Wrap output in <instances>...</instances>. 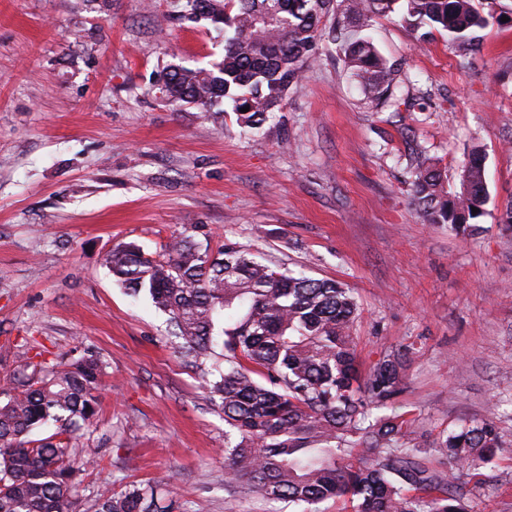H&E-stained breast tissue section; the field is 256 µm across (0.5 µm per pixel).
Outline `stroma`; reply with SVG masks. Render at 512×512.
I'll return each mask as SVG.
<instances>
[{
	"label": "stroma",
	"mask_w": 512,
	"mask_h": 512,
	"mask_svg": "<svg viewBox=\"0 0 512 512\" xmlns=\"http://www.w3.org/2000/svg\"><path fill=\"white\" fill-rule=\"evenodd\" d=\"M186 0H0V379L37 349L93 354L100 412L72 441L89 463L79 512L102 485L162 479L171 512H289L229 492L224 415L202 387L211 360L182 354L169 317L132 298L104 264L113 245L148 253L193 224L212 247L353 291L358 362L410 350L395 404L425 437L496 423L512 443V20L481 31L458 65L446 36L420 43L378 19L381 55L401 64L419 109L378 111L324 42L267 135L234 113L169 104L173 65L211 67L224 36ZM486 215L471 236L428 224L408 182L421 158L448 190L473 149ZM507 461L483 470L472 512H512Z\"/></svg>",
	"instance_id": "35a3bbf8"
}]
</instances>
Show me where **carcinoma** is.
Segmentation results:
<instances>
[{"mask_svg":"<svg viewBox=\"0 0 512 512\" xmlns=\"http://www.w3.org/2000/svg\"><path fill=\"white\" fill-rule=\"evenodd\" d=\"M475 0H187L195 17L232 30L224 58L210 68L171 67L166 100L210 113L229 103L245 132H258L300 87L321 40L337 45L367 100L394 112L416 99L369 33L392 13L418 30L448 37L459 65L480 52L477 32L506 11L484 12ZM249 107L246 113L241 112ZM411 195L430 224L473 230L488 199L484 159L474 150L461 166L459 189L443 188L426 163L411 171ZM477 212H472V208ZM211 232L195 224L156 257L119 243L106 257L113 277L134 294L148 292L167 313L182 349L222 360L204 378L209 401L224 413L225 481L301 512L336 498L351 512H469L467 485L481 467L512 460V446L491 422L444 430L417 442L419 426L403 413L376 414L401 393L408 354L383 355L366 374L352 327L358 305L332 279L297 275L256 260L231 241L210 249ZM0 391V512H77V474L89 462L68 451L69 435L98 416L102 366L92 355L28 362ZM51 423L58 431L34 439ZM97 512H168L157 486L97 494Z\"/></svg>","mask_w":512,"mask_h":512,"instance_id":"1","label":"carcinoma"}]
</instances>
